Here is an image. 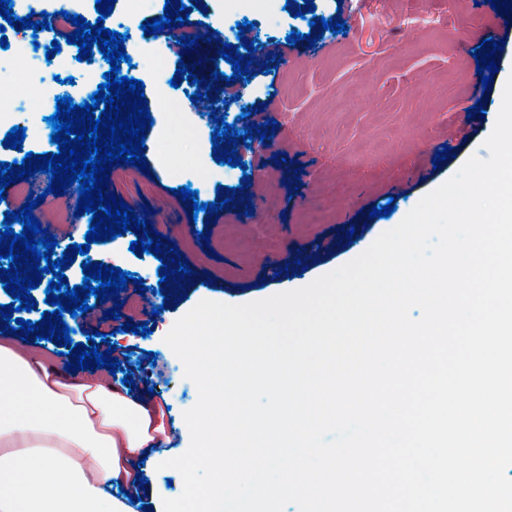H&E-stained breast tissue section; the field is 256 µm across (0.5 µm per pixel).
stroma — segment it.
I'll list each match as a JSON object with an SVG mask.
<instances>
[{
	"instance_id": "35a3bbf8",
	"label": "stroma",
	"mask_w": 512,
	"mask_h": 512,
	"mask_svg": "<svg viewBox=\"0 0 512 512\" xmlns=\"http://www.w3.org/2000/svg\"><path fill=\"white\" fill-rule=\"evenodd\" d=\"M182 2L190 20L217 31L247 18L254 24L247 36L258 50L273 40L281 44L287 62H273L267 75L252 65L251 80L235 85V108L257 109L260 122L275 120V132L251 140L243 151L246 168L217 163L214 123L183 119L187 78H176L172 65L157 76L136 71L145 96H152L154 83L168 85L171 108L152 114L147 169L117 166L108 189L133 209L150 205L153 229H176L173 241L193 276L184 301H162L157 288L163 264L157 254L131 250L136 235L130 230L110 243L89 245L90 253L99 259L113 251L122 255V271L148 275L151 298L126 289L119 293L120 319L99 311L62 319L74 329L73 342L106 333L116 350L141 362L134 391L154 390V402L169 404L171 445L185 449L183 414L196 404L198 390L164 341L175 322L203 300L245 304L308 285L396 227L471 156L487 157L484 142L512 77V16L500 15L489 0H313L315 17H338L346 25L341 33L325 32L314 50L305 39L308 20L294 14L304 0H277L272 31L261 17L262 0H239L236 17L225 16L224 0ZM294 30L303 38L287 44ZM486 39L502 41L503 48L494 80L485 86L473 51ZM479 98L482 115L468 117ZM444 147L451 158L436 161ZM190 177L206 183L205 203L218 201L226 187L237 188L239 198L225 203L216 218H191L175 194ZM388 203L396 206L389 217H371L372 207ZM273 240L278 249H270ZM122 322L148 324L150 333L118 331ZM147 351L156 354L155 362L144 361Z\"/></svg>"
}]
</instances>
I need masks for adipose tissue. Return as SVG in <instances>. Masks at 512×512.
Wrapping results in <instances>:
<instances>
[{"label":"adipose tissue","instance_id":"1","mask_svg":"<svg viewBox=\"0 0 512 512\" xmlns=\"http://www.w3.org/2000/svg\"><path fill=\"white\" fill-rule=\"evenodd\" d=\"M162 414L108 373L0 337V512H140L138 460L169 442Z\"/></svg>","mask_w":512,"mask_h":512}]
</instances>
